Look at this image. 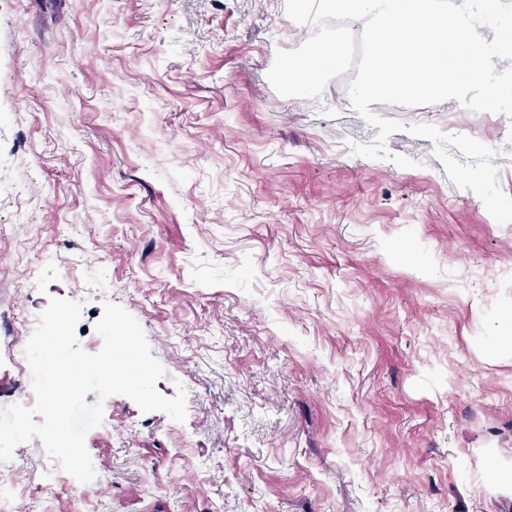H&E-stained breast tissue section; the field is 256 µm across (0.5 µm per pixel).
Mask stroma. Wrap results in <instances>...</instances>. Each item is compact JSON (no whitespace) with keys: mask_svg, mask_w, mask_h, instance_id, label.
<instances>
[{"mask_svg":"<svg viewBox=\"0 0 512 512\" xmlns=\"http://www.w3.org/2000/svg\"><path fill=\"white\" fill-rule=\"evenodd\" d=\"M313 32L281 0H0V410L13 317L62 284L83 350L120 305L186 393L181 423L87 394L106 484L54 490L22 443L26 512H512V222L406 131L479 140L512 195V119L450 99L393 115L417 167L356 155L335 83L268 80Z\"/></svg>","mask_w":512,"mask_h":512,"instance_id":"stroma-1","label":"stroma"}]
</instances>
